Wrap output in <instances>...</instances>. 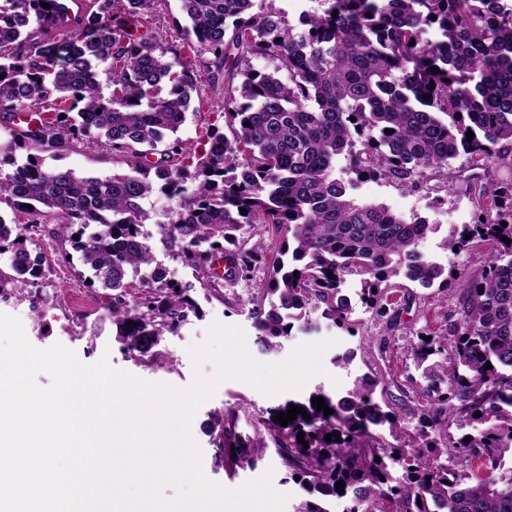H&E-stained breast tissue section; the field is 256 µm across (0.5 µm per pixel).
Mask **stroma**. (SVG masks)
Wrapping results in <instances>:
<instances>
[{
  "instance_id": "1",
  "label": "stroma",
  "mask_w": 512,
  "mask_h": 512,
  "mask_svg": "<svg viewBox=\"0 0 512 512\" xmlns=\"http://www.w3.org/2000/svg\"><path fill=\"white\" fill-rule=\"evenodd\" d=\"M223 111V101L213 98L208 90L203 92L201 100L192 101L186 121L178 132L184 145L199 147L211 131L223 129ZM44 164L49 168L72 170L79 176L103 177L120 169L110 153L80 144L61 152L58 157L45 158ZM478 176V171L471 169L465 157L460 156L449 162L447 182L431 181L428 189L420 192L406 191L385 181L355 182L352 189L355 198L382 203L395 213L419 216L436 224V232L429 235L420 249L428 258L443 264L448 270L447 287L435 285L424 288L411 283L405 292L412 295V303H404L403 297L394 298V306L400 309L401 315L387 340L389 349L383 357L379 356L377 349L362 345L364 335H379L383 327L375 321L372 311L359 303L354 306L355 317L366 324L367 333H351L325 323L315 332L293 333L280 350L269 353L260 351L255 343L257 332L248 316L247 282L231 277L219 281L214 287L197 283L195 272L160 246L154 251L157 263L172 270L174 281L193 283L191 296L199 309L198 316L191 318L178 334L161 337L158 349L168 356V363L138 359L123 352L116 336V327L106 310L109 302L107 291L100 283L94 282L91 271L76 254L66 264L53 265L39 286L15 289L8 300L0 301V312L18 317L28 340L36 348L45 349L60 342L73 349L84 364H94L105 356L114 368L144 380L167 382L181 388L190 385L193 380L188 346L204 342L209 327L217 321L241 327L246 334L249 352L265 363L285 360L299 344L335 339V346L324 356L326 375L313 378L302 390L266 396L243 382L227 380L218 386L213 397L194 416L192 435L202 451L203 471L209 480L234 489L265 471H272L274 487L290 496L285 512H296L305 493L298 485L285 482L286 469L275 449H268L263 460L252 470L239 469L230 475L214 466L215 449L206 429L211 414L243 405L244 411L239 415L236 430L241 435L251 437L255 434L258 413L289 400H305L319 389L332 396L345 392L356 377L365 373H377L383 375L385 381L406 384L408 377L416 373L410 340L417 332L440 330L444 324V314L456 302L464 276L478 274L483 269L484 247L474 246L455 257L443 246L450 228H460L474 222L476 206L469 186ZM77 290L91 294L101 306L98 313L88 316L86 327L82 330L78 329V321L69 306L71 295ZM348 349L354 352L350 363L341 367L334 364V357Z\"/></svg>"
}]
</instances>
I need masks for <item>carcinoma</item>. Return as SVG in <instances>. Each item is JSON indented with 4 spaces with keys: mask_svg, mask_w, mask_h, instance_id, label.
Instances as JSON below:
<instances>
[{
    "mask_svg": "<svg viewBox=\"0 0 512 512\" xmlns=\"http://www.w3.org/2000/svg\"><path fill=\"white\" fill-rule=\"evenodd\" d=\"M89 2L74 22L62 0H0V125L12 138L0 150V204L30 205L29 224L57 222L53 246L80 253L112 291V323L134 357H159L160 337L197 314L191 285L159 270L130 291L129 276L154 262L156 233L200 279L226 256L236 278L254 282L248 314L258 343L276 351L293 330L318 329L311 309L338 328L356 326L343 294L348 276L359 278L361 302L387 331L394 279L425 288L447 279L420 250L437 225L357 200L354 181L446 185L449 161L462 154L486 175L512 172L506 0H316L300 30L273 0H180L187 38L170 46L158 36L154 0ZM255 58L274 71L254 69ZM202 75L212 93H224L230 135L212 131L194 156L175 134ZM75 142L110 150L129 172L78 177L43 166V155ZM157 190L176 206L154 233L140 201ZM470 191L475 224L451 231L445 247H488L485 269L464 278L443 334L417 335L426 385L409 378L415 407L381 404L384 379L364 374L342 396L312 393L334 410L327 417L309 400H289L258 416L249 437L236 432L231 410L210 426L213 446L224 449L215 464L253 468L274 446L284 482L309 495L297 512H328V497L347 499V512H512V182L488 177ZM25 224L0 215V254L10 253L12 270H0L3 299L49 272L26 247ZM267 226L283 234L270 263L259 240ZM294 406L310 420L275 421ZM408 416L413 430L398 428Z\"/></svg>",
    "mask_w": 512,
    "mask_h": 512,
    "instance_id": "carcinoma-1",
    "label": "carcinoma"
}]
</instances>
